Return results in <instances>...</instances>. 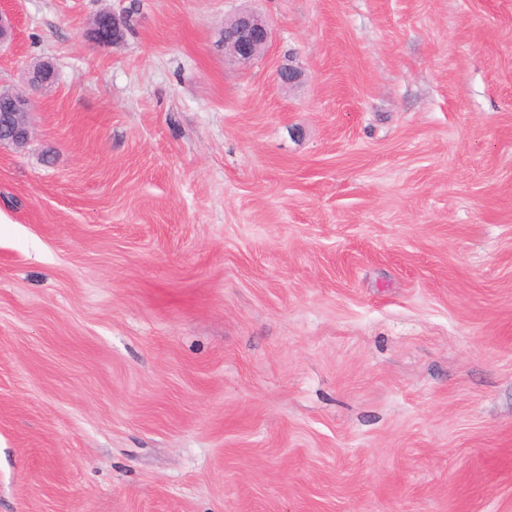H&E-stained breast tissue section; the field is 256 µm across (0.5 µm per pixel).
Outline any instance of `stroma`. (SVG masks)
Segmentation results:
<instances>
[{
  "label": "stroma",
  "instance_id": "1",
  "mask_svg": "<svg viewBox=\"0 0 512 512\" xmlns=\"http://www.w3.org/2000/svg\"><path fill=\"white\" fill-rule=\"evenodd\" d=\"M0 9V512H512V0ZM270 38L268 23L253 12H241L224 26V49L231 58L242 63L264 53ZM0 101L9 102L14 112H0V145L10 143L21 145L31 135L30 100L24 96H16L13 92L0 89Z\"/></svg>",
  "mask_w": 512,
  "mask_h": 512
}]
</instances>
